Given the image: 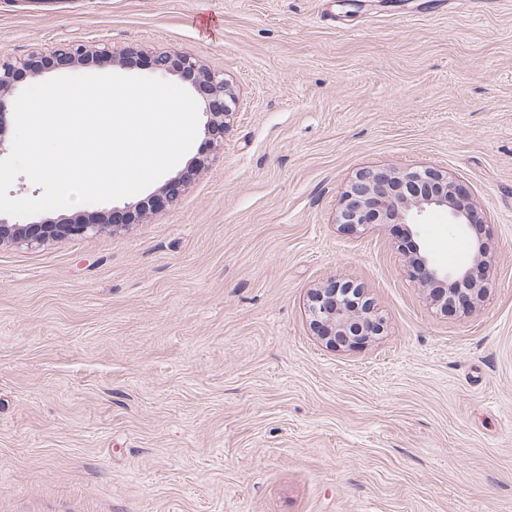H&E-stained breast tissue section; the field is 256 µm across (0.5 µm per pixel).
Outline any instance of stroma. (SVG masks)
Listing matches in <instances>:
<instances>
[{"label":"stroma","instance_id":"35a3bbf8","mask_svg":"<svg viewBox=\"0 0 512 512\" xmlns=\"http://www.w3.org/2000/svg\"><path fill=\"white\" fill-rule=\"evenodd\" d=\"M62 42L197 57L236 103L164 174L177 203L0 242V512H512V8L0 0V60ZM365 166L448 171L485 211L472 311L410 281L404 225L337 224ZM475 237L433 213L417 241L457 267ZM335 278L386 320L362 347L311 323Z\"/></svg>","mask_w":512,"mask_h":512}]
</instances>
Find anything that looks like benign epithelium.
Masks as SVG:
<instances>
[{
    "label": "benign epithelium",
    "instance_id": "benign-epithelium-1",
    "mask_svg": "<svg viewBox=\"0 0 512 512\" xmlns=\"http://www.w3.org/2000/svg\"><path fill=\"white\" fill-rule=\"evenodd\" d=\"M50 56L68 59L69 67L73 69L88 65V56L80 45L63 44ZM32 61L30 57L0 62V155L6 151L5 135L10 97L16 89L15 75L26 70L28 78L37 81L46 73L44 69L31 67ZM155 70L175 75L193 88L197 87V82H204L208 87V94L202 96L201 102L202 113L206 116L204 132L214 135L224 130V118L232 114V108L226 104L224 110L217 112L212 104L214 100L225 101L224 78L207 71L199 59L181 54L155 56ZM428 211L444 212L448 215V223L464 227L485 223L484 213L448 172L434 167L395 170L377 166L363 167L351 179L342 194L336 223L350 228L398 223L404 225L407 235L412 237L418 234L421 217ZM102 228V224H48L44 220L12 224L7 215L0 213V242L11 239L37 245L49 233L58 237L82 236ZM407 271L412 282L421 286L435 281L448 282L450 302H470L485 289L475 280L471 267L444 268L419 257L407 266ZM356 296L364 297L363 288L339 280H331L311 294L310 318L332 347L357 344L370 336H379L385 330V318L371 303L363 305L354 301Z\"/></svg>",
    "mask_w": 512,
    "mask_h": 512
}]
</instances>
